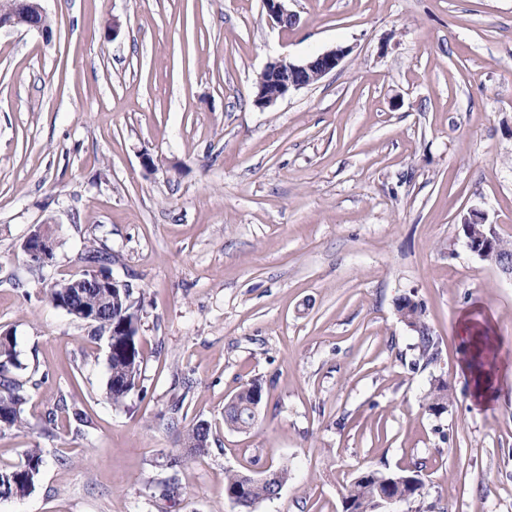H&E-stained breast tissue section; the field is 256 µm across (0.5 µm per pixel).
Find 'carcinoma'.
<instances>
[{
  "mask_svg": "<svg viewBox=\"0 0 512 512\" xmlns=\"http://www.w3.org/2000/svg\"><path fill=\"white\" fill-rule=\"evenodd\" d=\"M75 291L73 280H62L45 289V297L53 306L65 310L69 315L94 327L99 337L107 335V322L126 327L125 335L116 337V342L108 350L109 377L107 394L112 403L118 405L133 391L141 376L142 357L138 338V309L133 291L117 289L113 298L102 299L98 291L81 289L82 295L70 298ZM97 309L100 319H87L80 314L79 306ZM401 320L415 335V349L418 360L430 364L437 359V344L432 331L425 321L424 309L420 302L406 301L396 305ZM17 366L14 340L11 336H0V431L21 429L28 425L23 417L25 403L23 386L9 379V367ZM264 388L260 381H252L238 393L224 408V422L232 429L247 430L254 421L252 407L262 403ZM451 400L449 386L444 381L431 385L425 395L426 409L437 416L446 411ZM210 430L197 424L188 430L185 439L186 452L170 459L172 468L183 465L188 457L201 456L208 451ZM42 451L39 448L26 450L21 463L0 467V499L22 498L35 488L41 466ZM290 472L285 466L274 469L271 481L251 479L249 475L229 470L224 478V494L236 505L249 508L274 498L275 488L288 483ZM399 496L416 506L421 512L425 499V485L418 471L408 469L400 472L366 468L354 478L342 500V512H377L376 501L379 495Z\"/></svg>",
  "mask_w": 512,
  "mask_h": 512,
  "instance_id": "obj_1",
  "label": "carcinoma"
}]
</instances>
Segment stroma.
Wrapping results in <instances>:
<instances>
[{"mask_svg": "<svg viewBox=\"0 0 512 512\" xmlns=\"http://www.w3.org/2000/svg\"><path fill=\"white\" fill-rule=\"evenodd\" d=\"M42 5L50 38L0 30V334L29 422L0 432V465L43 452L0 512H240L226 470L271 466L291 477L253 512H342L367 466L419 467L431 512H512V276L460 230L477 208L512 240V0H291L288 28L262 0ZM337 46L335 72L253 106L267 63ZM43 223L38 269L21 244ZM91 245L141 302L140 387L119 405L105 340L44 298ZM256 379L254 427L229 429ZM202 421L207 454L164 493ZM55 244L51 229L46 225H38L26 237L23 251L30 265L44 268L54 262ZM396 312L401 320L410 330L414 333L415 346L418 350V362L421 360L426 362V365L432 363L437 359V344L432 331L425 321L424 309L420 302L406 300L404 304H397L395 306ZM408 321V323H406ZM263 395L262 383L259 380L252 381L225 406L224 422L232 429H249L256 418L252 407L262 403ZM451 400L449 386L446 382L438 380L433 383L425 395L426 409L434 416L442 415L447 409ZM439 410H441L439 414Z\"/></svg>", "mask_w": 512, "mask_h": 512, "instance_id": "stroma-1", "label": "stroma"}]
</instances>
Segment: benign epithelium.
Here are the masks:
<instances>
[{
    "instance_id": "1",
    "label": "benign epithelium",
    "mask_w": 512,
    "mask_h": 512,
    "mask_svg": "<svg viewBox=\"0 0 512 512\" xmlns=\"http://www.w3.org/2000/svg\"><path fill=\"white\" fill-rule=\"evenodd\" d=\"M268 20L277 26L287 27L296 24L297 14L288 9V0H263ZM46 16L42 0H33L27 4V10L18 12L14 8L0 11V29L25 28L34 30L45 37H50L51 29L37 17ZM350 48L337 46L326 50L302 62H294L285 57L268 63L258 75L257 92L253 98L255 108L265 111L275 107L281 100L293 92L314 84L330 73L336 71ZM484 225L485 231L479 240H473L472 226ZM461 227L467 249L473 255L484 259L494 248L496 233L493 225L487 222V215L480 209L473 208L461 219ZM55 244L51 229L39 225L26 237L23 251L30 265L44 268L54 262ZM85 286L96 288L101 292L125 288L127 284L113 278L109 272L94 269L90 280L80 277Z\"/></svg>"
}]
</instances>
